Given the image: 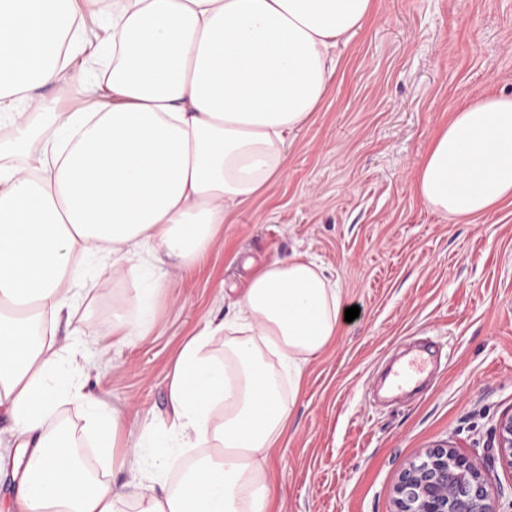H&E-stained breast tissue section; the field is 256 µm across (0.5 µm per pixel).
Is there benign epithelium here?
Listing matches in <instances>:
<instances>
[{
	"instance_id": "benign-epithelium-1",
	"label": "benign epithelium",
	"mask_w": 512,
	"mask_h": 512,
	"mask_svg": "<svg viewBox=\"0 0 512 512\" xmlns=\"http://www.w3.org/2000/svg\"><path fill=\"white\" fill-rule=\"evenodd\" d=\"M498 448L512 469V414L499 423ZM394 493L395 512H499L498 500L470 457L443 445L410 463Z\"/></svg>"
}]
</instances>
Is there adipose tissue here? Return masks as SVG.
Returning a JSON list of instances; mask_svg holds the SVG:
<instances>
[{
  "label": "adipose tissue",
  "instance_id": "obj_1",
  "mask_svg": "<svg viewBox=\"0 0 512 512\" xmlns=\"http://www.w3.org/2000/svg\"><path fill=\"white\" fill-rule=\"evenodd\" d=\"M374 0H0V414L20 494L7 512H270L271 450L307 363L347 304L303 253L264 263L168 374L163 430L135 489L90 479L61 401L90 414L99 453L128 425L85 393L78 345L48 317L79 304V268L144 255L163 279L209 253L227 217L286 171L288 138L318 111ZM43 87L54 97L36 98ZM422 203L455 222L512 201V96L456 108L415 171ZM153 288L112 307V333L156 324ZM222 354H215V341ZM198 448L174 488L170 451Z\"/></svg>",
  "mask_w": 512,
  "mask_h": 512
}]
</instances>
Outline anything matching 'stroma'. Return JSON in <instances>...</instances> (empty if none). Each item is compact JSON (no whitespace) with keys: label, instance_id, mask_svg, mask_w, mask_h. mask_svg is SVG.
I'll return each mask as SVG.
<instances>
[{"label":"stroma","instance_id":"stroma-1","mask_svg":"<svg viewBox=\"0 0 512 512\" xmlns=\"http://www.w3.org/2000/svg\"><path fill=\"white\" fill-rule=\"evenodd\" d=\"M318 112L290 137L288 172L234 212L211 253L169 270L156 326L101 354L83 346L88 391L162 424L167 375L184 339L223 319L221 296L266 261L317 256L358 318L307 365L272 451V512H392L403 467L427 448L464 449L501 512H512V469L498 424L512 413V203L449 221L427 209L413 172L454 109L486 93L512 95V0H375L364 27L336 50ZM85 299L61 316L57 339L112 331V304L148 284L143 262L101 273L84 264ZM418 352L431 365L418 394L381 398L389 363ZM95 469L118 484L137 464L99 456L85 415L63 403Z\"/></svg>","mask_w":512,"mask_h":512}]
</instances>
